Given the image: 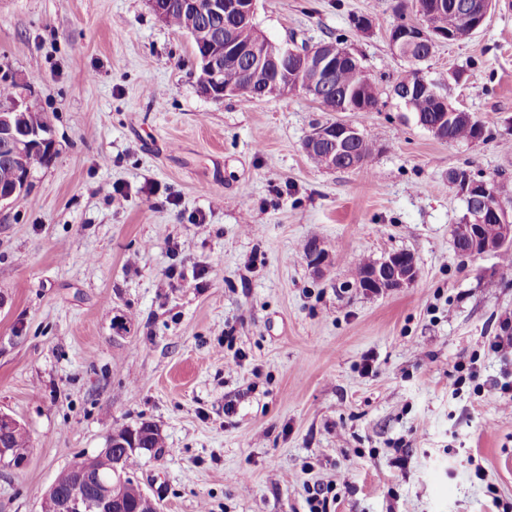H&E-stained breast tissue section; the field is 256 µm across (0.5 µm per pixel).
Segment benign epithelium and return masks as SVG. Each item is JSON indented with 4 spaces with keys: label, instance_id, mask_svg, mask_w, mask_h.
I'll return each instance as SVG.
<instances>
[{
    "label": "benign epithelium",
    "instance_id": "1",
    "mask_svg": "<svg viewBox=\"0 0 512 512\" xmlns=\"http://www.w3.org/2000/svg\"><path fill=\"white\" fill-rule=\"evenodd\" d=\"M256 0H184L183 8L197 18L196 24L186 29L199 53L197 85L200 92L209 99L222 101L227 97H242L254 92L257 98L284 96L298 89L304 83L303 92L321 103L325 100L327 81L336 66L352 59L348 52L336 55L320 45L305 50L292 49L285 44H276L259 38L242 44L232 37L224 36L213 22L224 20L228 30L254 24ZM493 0H475L463 14V25L468 34L479 29L491 12ZM417 15L423 19L416 23L399 22L392 26L389 41L392 49L402 55L420 44L437 45L459 38L456 33L434 29L427 18L432 12L443 8V3L426 5L414 0ZM246 67L248 81L239 86L224 85L225 64ZM33 109L29 96L23 94L12 106L11 111L0 113V132L8 134L12 145V176L6 184L0 183V205L18 198L30 185L31 172L25 166L27 150L40 146L47 148L46 157L52 155L49 138L39 129L24 125V114ZM360 136L359 130L343 122L326 123L316 127L304 142V150L328 144L333 151L326 156V165L336 167V153ZM488 182L467 178L463 194L473 200L483 201L489 195ZM491 217L496 222L499 236L493 240L486 237L484 221ZM458 235L466 237L475 256L495 253L500 247L512 243V214L503 202L492 207L491 212L481 208L474 212V221L455 225ZM417 277L415 258L407 252L390 253L370 267L365 276V288L370 293L380 294L405 288ZM78 476L76 486L64 493L50 487L44 495L39 512H116L121 490L126 480L135 479L134 472L120 469L115 462L114 474L102 479L92 474L90 458L80 457L71 463Z\"/></svg>",
    "mask_w": 512,
    "mask_h": 512
}]
</instances>
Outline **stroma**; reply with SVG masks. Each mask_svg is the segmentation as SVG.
Here are the masks:
<instances>
[{
    "mask_svg": "<svg viewBox=\"0 0 512 512\" xmlns=\"http://www.w3.org/2000/svg\"><path fill=\"white\" fill-rule=\"evenodd\" d=\"M412 4L256 0L270 40L350 50L381 93L362 114L298 93L205 98L191 40L148 0H0V80L52 141L0 208V411L33 446L23 468L0 465V512H38L61 468L144 421L165 453L135 476L162 512H306L335 487L330 512L512 503V393L496 387L512 360L489 349L512 277L500 254L457 255L466 203L448 179L512 196V0L420 65L486 127L457 143L392 92L410 64L388 32ZM330 122L376 142L368 166L311 162L304 141ZM397 251L415 257L411 285H351L358 259Z\"/></svg>",
    "mask_w": 512,
    "mask_h": 512,
    "instance_id": "1",
    "label": "stroma"
}]
</instances>
